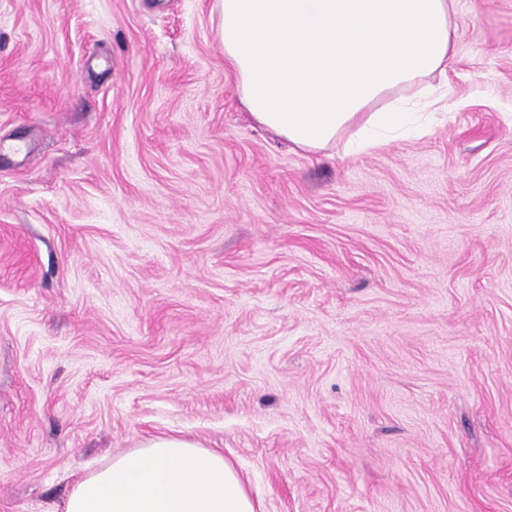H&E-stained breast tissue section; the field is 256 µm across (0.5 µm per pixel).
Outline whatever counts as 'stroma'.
I'll list each match as a JSON object with an SVG mask.
<instances>
[{
  "instance_id": "stroma-1",
  "label": "stroma",
  "mask_w": 512,
  "mask_h": 512,
  "mask_svg": "<svg viewBox=\"0 0 512 512\" xmlns=\"http://www.w3.org/2000/svg\"><path fill=\"white\" fill-rule=\"evenodd\" d=\"M214 0H0V512L145 439L256 512H512V0L425 135L308 154Z\"/></svg>"
}]
</instances>
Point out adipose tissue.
<instances>
[{
  "label": "adipose tissue",
  "instance_id": "1",
  "mask_svg": "<svg viewBox=\"0 0 512 512\" xmlns=\"http://www.w3.org/2000/svg\"><path fill=\"white\" fill-rule=\"evenodd\" d=\"M456 0H216L224 66L253 121L358 154L415 135L453 62ZM63 512H255L223 456L147 439L73 486Z\"/></svg>",
  "mask_w": 512,
  "mask_h": 512
}]
</instances>
